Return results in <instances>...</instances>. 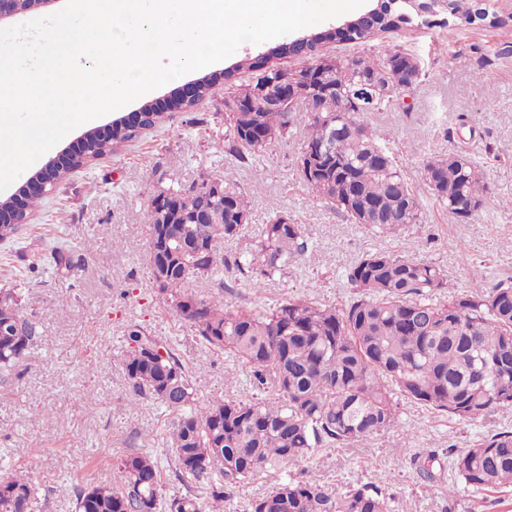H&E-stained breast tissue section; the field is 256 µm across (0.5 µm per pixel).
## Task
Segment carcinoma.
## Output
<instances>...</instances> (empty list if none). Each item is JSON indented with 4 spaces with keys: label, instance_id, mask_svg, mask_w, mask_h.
<instances>
[{
    "label": "carcinoma",
    "instance_id": "1",
    "mask_svg": "<svg viewBox=\"0 0 512 512\" xmlns=\"http://www.w3.org/2000/svg\"><path fill=\"white\" fill-rule=\"evenodd\" d=\"M448 11L468 24L488 18L475 0H448ZM409 14L397 3L382 5L355 30V42L369 41L398 29L391 22ZM304 43L282 44L276 57L299 56L323 67L336 86L318 114L306 108L288 112L258 107L224 113V141L241 161L304 125L303 142L319 144L332 163L324 165V187L306 185L336 206L349 221L360 223L346 203L354 195L373 215L370 231L392 234L416 224L421 204L414 187L395 162L387 144L366 123L370 112L393 108L384 97L371 109L336 113L360 77L395 66L391 81L401 85L423 67L411 53L388 46L380 54L349 63L319 55ZM230 73L201 77L198 105ZM346 119L352 134L333 135L327 119ZM266 131L261 142L254 130ZM138 132L113 125L112 141L92 142L86 154L61 167L58 183L92 160L129 142ZM425 184L434 200L455 219L476 214L490 195L483 173L468 154L451 151L426 160ZM235 212L224 211L217 224H150L148 252L153 280L164 275L158 291L170 310L202 342L252 369L253 385L271 389V399H218L202 402L193 366L169 342H161L139 324L126 330L121 366L132 395L162 404L172 413L166 429L167 465L148 452L125 454L117 464L120 484L88 488L62 480L58 492L72 500L75 512H224V502L243 484L279 473L288 464L312 457L320 448L351 447L390 428L398 400L455 421H469L512 406V285L502 281L442 301L447 271L432 262L405 258L386 250L366 251L351 265L347 281L354 297L341 309L288 297L269 304L264 285L285 275L308 250L305 228L284 224L277 215L263 225L250 251L224 256V241L244 233L236 214H250L248 195L224 191ZM232 270L254 291L251 306L224 307L212 297L198 298L185 286L193 277ZM41 341L38 322L23 312L12 289H0V385L12 380L17 365L30 358ZM451 465L465 486L482 491L512 486V430L487 434L454 452ZM184 491L163 497V480ZM32 476L19 470L0 475V512H36ZM249 512H391L386 494L366 484L342 489L292 477L276 478L271 490L249 503Z\"/></svg>",
    "mask_w": 512,
    "mask_h": 512
}]
</instances>
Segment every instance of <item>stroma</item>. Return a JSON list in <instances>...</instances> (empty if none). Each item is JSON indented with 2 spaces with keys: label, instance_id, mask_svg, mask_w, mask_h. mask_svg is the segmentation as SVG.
<instances>
[{
  "label": "stroma",
  "instance_id": "obj_1",
  "mask_svg": "<svg viewBox=\"0 0 512 512\" xmlns=\"http://www.w3.org/2000/svg\"><path fill=\"white\" fill-rule=\"evenodd\" d=\"M505 23H448L401 27L364 44L334 39L326 55H374L395 45L418 56L424 75L403 93L400 107L367 121L390 140L398 166L416 188L420 223L379 235L351 223L303 183L298 140L270 145L244 165L224 145V100L216 83L194 110L177 109L187 73L140 99L96 119L98 127L129 116L147 102L163 104V123L141 131L117 152L73 171L58 184L12 240L0 241V288L18 289L24 312L40 325L41 343L13 381L0 386V469L27 466L48 512H74L69 499L51 493L71 475L83 486L116 485V463L142 449L165 457L161 438L170 413L132 403L117 356L129 323L142 324L174 344L196 367L206 398L252 399L262 392L242 362L201 343L172 314L157 292L147 261L149 199L158 187L221 179L250 192L251 219L244 236L226 241L225 255L245 252L262 224L275 215L304 225L309 250L288 274L263 290L267 302L302 297L336 308L353 292L346 271L365 251L387 249L424 258L448 272L445 295L480 290L484 282L512 281V0H490ZM470 58L457 63L456 53ZM481 78H473L472 69ZM463 150L479 162L492 189L484 207L462 224L436 204L422 180L426 159ZM80 255L79 267L55 272V248ZM483 271V278L472 275ZM187 289L218 297L225 307L249 306L252 289L231 276L194 279ZM512 430V407L476 421H455L404 400L396 424L347 448H324L287 466L294 476L324 485L372 484L391 497L394 512H512V488L475 492L458 483L448 448L463 450L478 436ZM438 455L435 482L414 464L421 453Z\"/></svg>",
  "mask_w": 512,
  "mask_h": 512
}]
</instances>
